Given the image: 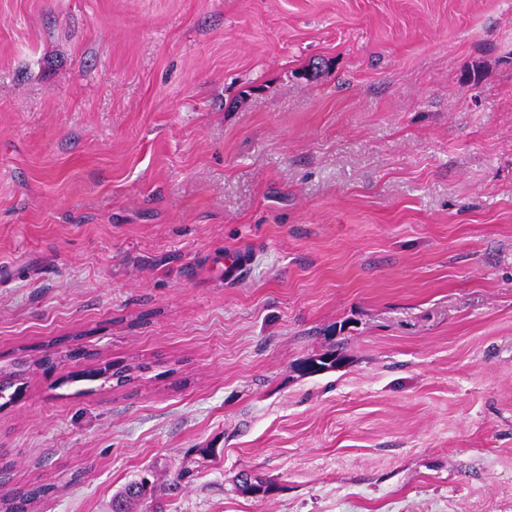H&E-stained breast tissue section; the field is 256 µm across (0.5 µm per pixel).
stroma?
Masks as SVG:
<instances>
[{
  "label": "stroma",
  "mask_w": 512,
  "mask_h": 512,
  "mask_svg": "<svg viewBox=\"0 0 512 512\" xmlns=\"http://www.w3.org/2000/svg\"><path fill=\"white\" fill-rule=\"evenodd\" d=\"M74 343L30 512H512V0H0V372ZM146 483L147 479L139 476L130 480L118 490L114 495V503H117L114 512H130V507L134 502L147 495Z\"/></svg>",
  "instance_id": "stroma-1"
}]
</instances>
